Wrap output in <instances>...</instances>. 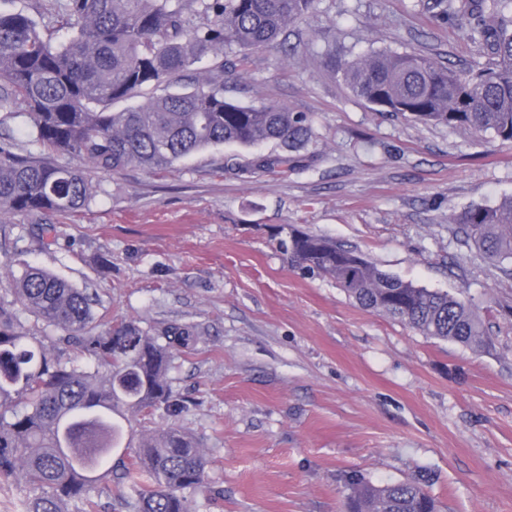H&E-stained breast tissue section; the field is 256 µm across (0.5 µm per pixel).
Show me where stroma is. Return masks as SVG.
Instances as JSON below:
<instances>
[{
	"label": "stroma",
	"instance_id": "35a3bbf8",
	"mask_svg": "<svg viewBox=\"0 0 512 512\" xmlns=\"http://www.w3.org/2000/svg\"><path fill=\"white\" fill-rule=\"evenodd\" d=\"M61 2L0 10L55 40ZM433 2L316 0L287 48L225 54L226 97L307 114L311 139L287 172L254 166L277 143L224 144L161 172L93 173L94 198L66 217L0 216L18 237L0 282L35 264L87 289L102 320L195 327L170 373L185 410L132 427L196 437L208 459L200 512H343L355 478L419 481L442 512H512V276L455 235L466 208L512 195V141L377 111L341 72L378 51L484 65ZM28 127L22 101L0 108V136L44 156ZM36 221L55 225L56 244H42ZM289 228L458 296L489 326L492 351L423 336L293 271L276 246Z\"/></svg>",
	"mask_w": 512,
	"mask_h": 512
}]
</instances>
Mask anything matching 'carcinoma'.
I'll use <instances>...</instances> for the list:
<instances>
[{
  "instance_id": "carcinoma-1",
  "label": "carcinoma",
  "mask_w": 512,
  "mask_h": 512,
  "mask_svg": "<svg viewBox=\"0 0 512 512\" xmlns=\"http://www.w3.org/2000/svg\"><path fill=\"white\" fill-rule=\"evenodd\" d=\"M315 0H66L64 33L44 40L21 12L0 11V103L20 97L29 108L32 142L56 158H23L0 143V214L69 215L93 198L89 175L66 156L103 173L130 165L163 170L224 143L276 142L290 152L308 143L306 115L279 104H241L208 87L170 92L168 84L209 53L279 45L288 25ZM201 14L206 24L191 17ZM457 22L492 60L470 75L416 52H375L348 61L351 91L385 112L512 140V0H448ZM155 91L121 112L116 101ZM288 155L266 156L258 168H288ZM460 241L491 259L512 260V196L468 208L456 218ZM291 265L324 275L366 310L399 319L424 336L486 351L493 345L477 309L381 271L368 260L353 270L349 248L299 232L279 241ZM0 297V480L22 487V512H99L100 482L115 483L128 512H194L208 460L196 440L169 426L122 444L120 415L131 421L163 409L183 411L170 372L194 330L172 324L151 336L134 322L99 327L87 290L37 266L11 276ZM31 315L53 329L55 348L24 330ZM125 447L128 462L112 463ZM347 512H437L416 481L353 482Z\"/></svg>"
}]
</instances>
